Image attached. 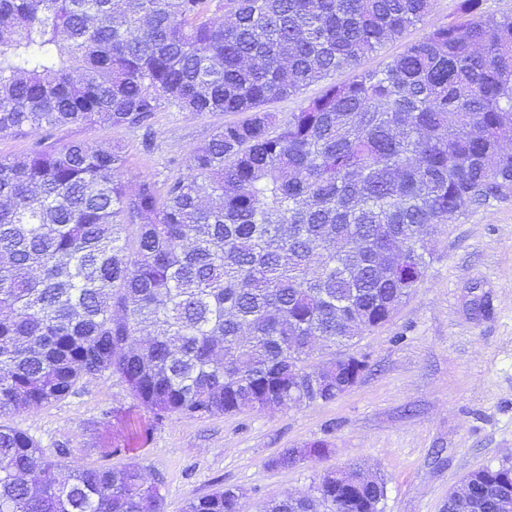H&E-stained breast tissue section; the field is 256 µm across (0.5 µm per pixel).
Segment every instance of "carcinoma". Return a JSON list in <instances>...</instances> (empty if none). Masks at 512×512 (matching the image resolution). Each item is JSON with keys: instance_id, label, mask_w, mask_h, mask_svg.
Returning a JSON list of instances; mask_svg holds the SVG:
<instances>
[{"instance_id": "1", "label": "carcinoma", "mask_w": 512, "mask_h": 512, "mask_svg": "<svg viewBox=\"0 0 512 512\" xmlns=\"http://www.w3.org/2000/svg\"><path fill=\"white\" fill-rule=\"evenodd\" d=\"M434 0H0V133L149 129L243 112L165 192L72 142L0 156V417L116 376L155 419L328 402L368 368L312 363L386 323L466 212L512 199V14L463 0L378 70ZM348 71L347 82L334 76ZM324 83L294 112L276 99ZM324 367L329 383L308 385ZM350 466L263 512H379ZM443 512H512V465ZM0 512H164L136 463L63 464L0 423ZM183 512H239L232 489ZM462 9V0H435L430 12L418 23L409 27L401 40L389 42L382 46L377 53L366 57L364 68H377L390 56L400 52L404 44L423 39L433 28L452 22Z\"/></svg>"}]
</instances>
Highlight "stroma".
<instances>
[{
  "mask_svg": "<svg viewBox=\"0 0 512 512\" xmlns=\"http://www.w3.org/2000/svg\"><path fill=\"white\" fill-rule=\"evenodd\" d=\"M461 9L462 0H435L364 67H379ZM234 118L164 111L148 131L71 125L49 141L122 148L130 184H161L187 174L191 152ZM353 350L368 369L330 402L159 421L118 377H89L63 401L6 422L49 454L62 448L70 459L107 468L139 464L159 484L166 512L223 488L238 491L244 512H260L267 501L303 494L324 473L349 465L384 479L381 512H442L468 473L512 464V201L449 225L423 283ZM319 440L329 444L328 455L271 467L284 449ZM107 446L112 454H104Z\"/></svg>",
  "mask_w": 512,
  "mask_h": 512,
  "instance_id": "35a3bbf8",
  "label": "stroma"
}]
</instances>
